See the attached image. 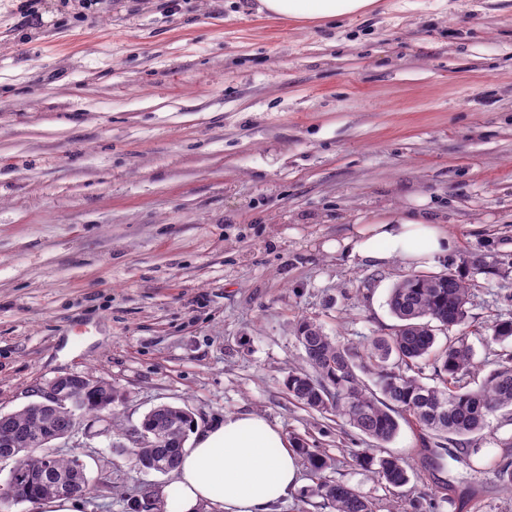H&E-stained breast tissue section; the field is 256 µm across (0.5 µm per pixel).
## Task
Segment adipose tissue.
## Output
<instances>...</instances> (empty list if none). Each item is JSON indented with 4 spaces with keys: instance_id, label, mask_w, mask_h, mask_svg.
<instances>
[{
    "instance_id": "adipose-tissue-1",
    "label": "adipose tissue",
    "mask_w": 512,
    "mask_h": 512,
    "mask_svg": "<svg viewBox=\"0 0 512 512\" xmlns=\"http://www.w3.org/2000/svg\"><path fill=\"white\" fill-rule=\"evenodd\" d=\"M377 0H260L271 18L331 20L364 15ZM453 245L421 212L376 219L336 248L350 260L421 267ZM301 485L296 450L281 427L256 413L228 414L197 429L162 488L161 512H277Z\"/></svg>"
}]
</instances>
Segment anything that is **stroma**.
<instances>
[{"label": "stroma", "instance_id": "stroma-1", "mask_svg": "<svg viewBox=\"0 0 512 512\" xmlns=\"http://www.w3.org/2000/svg\"><path fill=\"white\" fill-rule=\"evenodd\" d=\"M259 0H0V413L67 374L111 381L124 428L160 404L196 427L258 412L321 449L376 512H512L477 473L436 469L415 425L388 451L394 495L350 456L354 429L293 401L298 320L346 343L390 332L409 268L330 243L421 207L482 255L469 314L512 316V0H379L369 16L299 23ZM98 414L76 437L85 512H130L166 475L128 465Z\"/></svg>", "mask_w": 512, "mask_h": 512}]
</instances>
